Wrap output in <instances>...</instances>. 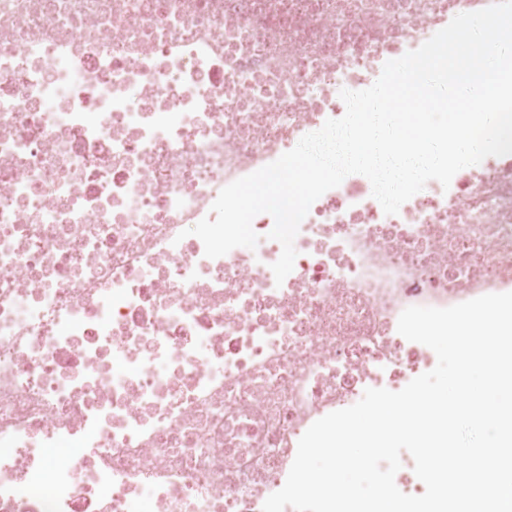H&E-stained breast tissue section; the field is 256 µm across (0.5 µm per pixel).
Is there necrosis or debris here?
I'll use <instances>...</instances> for the list:
<instances>
[{"label": "necrosis or debris", "instance_id": "necrosis-or-debris-1", "mask_svg": "<svg viewBox=\"0 0 512 512\" xmlns=\"http://www.w3.org/2000/svg\"><path fill=\"white\" fill-rule=\"evenodd\" d=\"M493 0H0V512H262L306 430L430 371L410 306L512 292V154L385 214L347 176L292 272L189 232Z\"/></svg>", "mask_w": 512, "mask_h": 512}]
</instances>
